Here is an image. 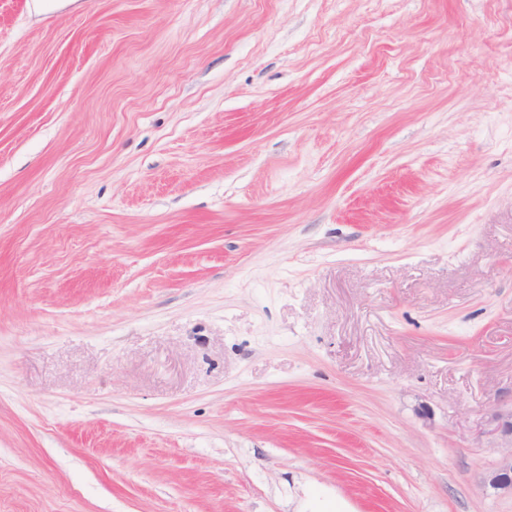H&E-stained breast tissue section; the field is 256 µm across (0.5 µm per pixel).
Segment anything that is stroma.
Here are the masks:
<instances>
[{
    "label": "stroma",
    "mask_w": 512,
    "mask_h": 512,
    "mask_svg": "<svg viewBox=\"0 0 512 512\" xmlns=\"http://www.w3.org/2000/svg\"><path fill=\"white\" fill-rule=\"evenodd\" d=\"M512 0H0V512H512ZM488 425L491 447L499 449V458L492 468L482 474L481 486L493 494L512 496V404L494 410Z\"/></svg>",
    "instance_id": "1"
}]
</instances>
